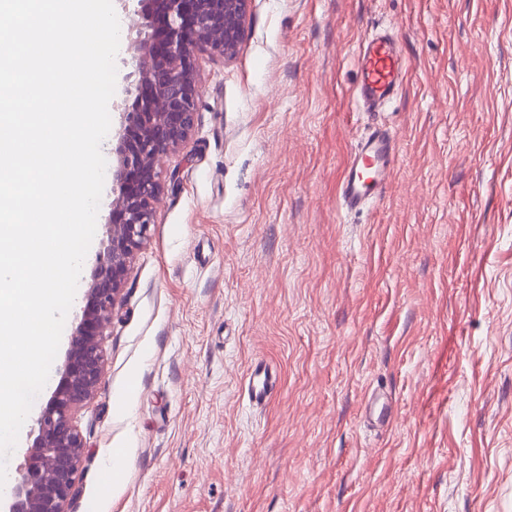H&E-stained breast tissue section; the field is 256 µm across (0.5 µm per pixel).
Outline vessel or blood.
<instances>
[{
  "label": "vessel or blood",
  "instance_id": "1",
  "mask_svg": "<svg viewBox=\"0 0 512 512\" xmlns=\"http://www.w3.org/2000/svg\"><path fill=\"white\" fill-rule=\"evenodd\" d=\"M356 57L361 80L355 100L362 108H379L401 89L406 73L405 61L394 41L381 34L360 44ZM396 160L397 143L386 128L377 126L361 136L339 184L341 207L349 212L357 211L381 198L391 180ZM275 385L276 376L271 369H253L248 382L250 402L264 403Z\"/></svg>",
  "mask_w": 512,
  "mask_h": 512
}]
</instances>
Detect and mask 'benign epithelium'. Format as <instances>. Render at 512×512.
Listing matches in <instances>:
<instances>
[{
	"label": "benign epithelium",
	"mask_w": 512,
	"mask_h": 512,
	"mask_svg": "<svg viewBox=\"0 0 512 512\" xmlns=\"http://www.w3.org/2000/svg\"><path fill=\"white\" fill-rule=\"evenodd\" d=\"M137 2L144 32L130 44L134 71L125 79H134L136 96L121 112L108 238L5 512H68L85 448L76 414L97 392L104 337L131 260L153 223L161 162L194 127L200 95L196 61L235 54L250 0Z\"/></svg>",
	"instance_id": "benign-epithelium-1"
}]
</instances>
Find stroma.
Here are the masks:
<instances>
[{
  "label": "stroma",
  "instance_id": "1",
  "mask_svg": "<svg viewBox=\"0 0 512 512\" xmlns=\"http://www.w3.org/2000/svg\"><path fill=\"white\" fill-rule=\"evenodd\" d=\"M137 8L116 11L117 102ZM379 32L407 75L370 113L355 52ZM198 74L78 414L70 512H512V0H251L236 54ZM377 125L391 184L345 211ZM111 203L107 186L64 335ZM258 364L279 375L261 405ZM374 395L390 426L364 418ZM396 160L397 143L386 128L375 126L361 136L339 184L341 207L348 212L357 211L381 198Z\"/></svg>",
  "mask_w": 512,
  "mask_h": 512
}]
</instances>
